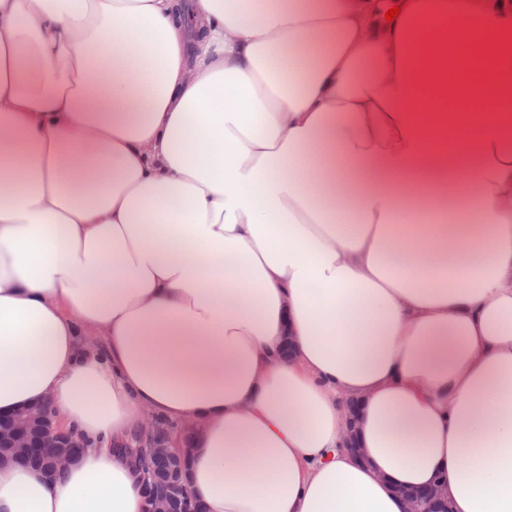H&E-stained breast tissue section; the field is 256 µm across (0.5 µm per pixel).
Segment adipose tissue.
I'll return each instance as SVG.
<instances>
[{
  "label": "adipose tissue",
  "instance_id": "adipose-tissue-1",
  "mask_svg": "<svg viewBox=\"0 0 512 512\" xmlns=\"http://www.w3.org/2000/svg\"><path fill=\"white\" fill-rule=\"evenodd\" d=\"M391 4L0 0V512H512V0ZM76 439L58 428L47 406L19 410L11 417H0V459L2 450L9 457L24 460L40 451L46 459L44 469L55 473L77 454ZM158 420L151 418L148 421L147 445L148 450L143 453L146 465L143 468L146 484L150 487L148 512H176L181 503L191 500V495L184 476V459L173 446L171 435L167 432L161 434L157 430ZM163 459L168 468L165 473L156 472L149 461ZM157 470H163L165 464L152 461ZM397 493L407 503V512H431V505H436L437 511L449 512L450 505L443 481H438L425 490V496H421L418 490L402 487L398 488Z\"/></svg>",
  "mask_w": 512,
  "mask_h": 512
}]
</instances>
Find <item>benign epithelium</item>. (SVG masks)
I'll use <instances>...</instances> for the list:
<instances>
[{"label":"benign epithelium","instance_id":"7a95c632","mask_svg":"<svg viewBox=\"0 0 512 512\" xmlns=\"http://www.w3.org/2000/svg\"><path fill=\"white\" fill-rule=\"evenodd\" d=\"M158 420L148 421L145 460L163 459L168 468L156 472L150 465L143 468L146 484L150 487L148 512H178L180 505L191 500L184 476V459L173 446L171 435L157 430ZM76 439L58 428L54 415L44 405L19 410L11 417H0V451L16 460H24L41 452L46 459L44 469L55 473L76 458ZM396 492L407 503V512H449L450 505L445 483L438 481L420 495L416 490L399 487Z\"/></svg>","mask_w":512,"mask_h":512}]
</instances>
